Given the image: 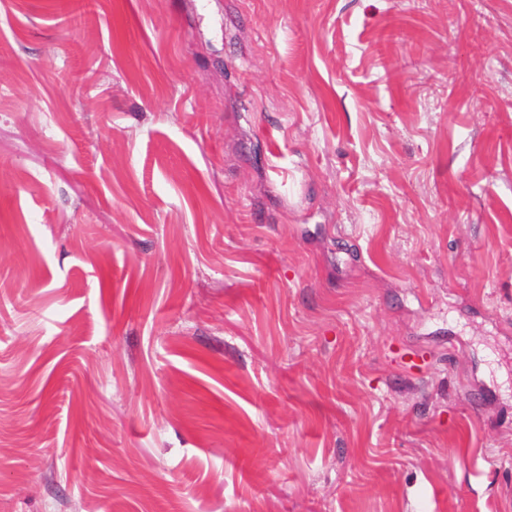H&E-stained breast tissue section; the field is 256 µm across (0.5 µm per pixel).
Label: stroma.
<instances>
[{
    "mask_svg": "<svg viewBox=\"0 0 512 512\" xmlns=\"http://www.w3.org/2000/svg\"><path fill=\"white\" fill-rule=\"evenodd\" d=\"M0 512H512V0H0Z\"/></svg>",
    "mask_w": 512,
    "mask_h": 512,
    "instance_id": "stroma-1",
    "label": "stroma"
}]
</instances>
